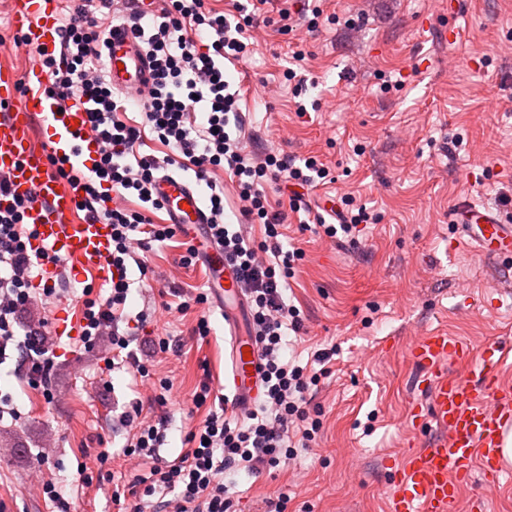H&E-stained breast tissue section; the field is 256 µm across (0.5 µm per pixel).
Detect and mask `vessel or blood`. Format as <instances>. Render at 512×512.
<instances>
[{
    "label": "vessel or blood",
    "mask_w": 512,
    "mask_h": 512,
    "mask_svg": "<svg viewBox=\"0 0 512 512\" xmlns=\"http://www.w3.org/2000/svg\"><path fill=\"white\" fill-rule=\"evenodd\" d=\"M59 5V0H10L14 27L27 46L58 53L54 13ZM106 60L114 90L148 91L149 61L130 28L108 29ZM47 82L36 60L19 79L10 69L0 70V100L12 105L10 112L0 114V172L8 175L12 195L33 200L25 213L35 231L32 250L52 257L40 281L53 285L62 263L74 274L88 273L105 282L112 276V229L78 218L77 192L49 162L56 156L86 169L85 153L92 150L94 135L85 123L84 106L73 102L60 107L44 95ZM39 126L47 132L41 142L35 138ZM159 191L169 200L170 223L182 225L197 246L207 286L235 333L224 383L234 390L239 409H250L258 398V359L253 342L238 334L243 294L237 271L205 233L207 209L195 183L166 175L159 181ZM452 224L456 238L472 243L479 254L493 259L512 256L511 216L463 199L454 207ZM410 356L422 370L418 383L429 399L427 407L413 406L411 418H427L436 434L430 447L403 458L393 487L392 512H452L474 474H481L484 486L500 484L506 448L512 443V382L500 373L512 366V346L493 343L477 352L467 340L436 331L414 343ZM452 361L467 363V373L450 374L447 365Z\"/></svg>",
    "instance_id": "1"
}]
</instances>
